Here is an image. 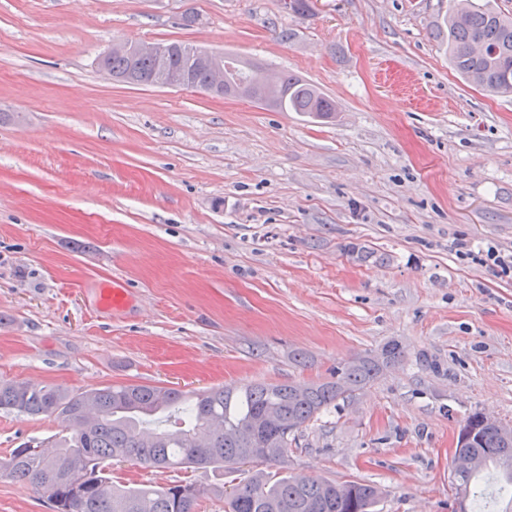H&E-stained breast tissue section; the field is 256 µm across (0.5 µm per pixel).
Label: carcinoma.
<instances>
[{"label":"carcinoma","mask_w":512,"mask_h":512,"mask_svg":"<svg viewBox=\"0 0 512 512\" xmlns=\"http://www.w3.org/2000/svg\"><path fill=\"white\" fill-rule=\"evenodd\" d=\"M448 59L467 82L492 93H512V16L490 4L453 0L444 18ZM106 65L122 81L139 84L153 70L143 56H112ZM257 102L281 112L328 118L336 103L312 84L282 72L276 88ZM383 367L375 354L336 367L331 380L300 387L257 383L242 389L211 388L185 394L164 387L122 383L73 392L52 384L0 383V411L52 416L65 433L35 447L15 448L0 460V472L47 496L53 512H196L201 490L183 482L115 484L112 461L181 470L200 466L235 472L244 463L285 462L288 445L310 422L351 392L377 380ZM252 431L264 448L244 457L240 433ZM477 460L460 467L457 459ZM494 468L512 495V436L476 430L457 442L448 476L455 505L476 512L477 478ZM311 477L272 478L257 469L232 485L228 512H376L381 490L350 481Z\"/></svg>","instance_id":"obj_1"}]
</instances>
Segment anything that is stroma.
<instances>
[{"mask_svg": "<svg viewBox=\"0 0 512 512\" xmlns=\"http://www.w3.org/2000/svg\"><path fill=\"white\" fill-rule=\"evenodd\" d=\"M450 6L0 0V381L319 383L395 341L405 360L310 423L288 471L379 485L378 512H451L461 421H512V94L452 69ZM116 41L234 54L337 112L117 82L98 66ZM114 281L117 313L96 304ZM61 431L0 411V459ZM112 479L188 482L224 512L220 469ZM0 512L52 509L0 477Z\"/></svg>", "mask_w": 512, "mask_h": 512, "instance_id": "35a3bbf8", "label": "stroma"}]
</instances>
